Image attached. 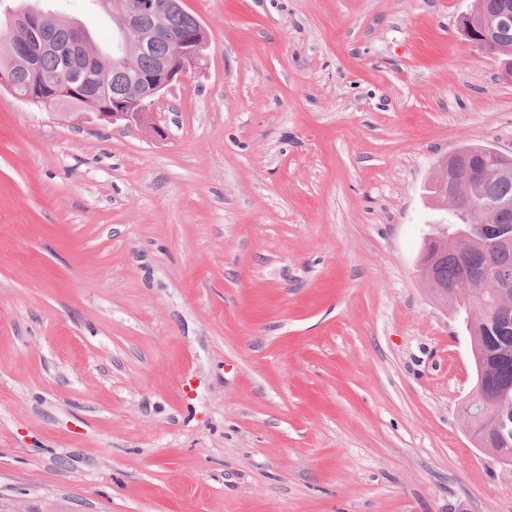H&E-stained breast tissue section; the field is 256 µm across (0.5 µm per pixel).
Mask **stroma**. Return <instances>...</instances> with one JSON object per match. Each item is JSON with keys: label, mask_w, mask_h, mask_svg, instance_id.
I'll list each match as a JSON object with an SVG mask.
<instances>
[{"label": "stroma", "mask_w": 512, "mask_h": 512, "mask_svg": "<svg viewBox=\"0 0 512 512\" xmlns=\"http://www.w3.org/2000/svg\"><path fill=\"white\" fill-rule=\"evenodd\" d=\"M473 5L185 0L161 137L0 91V512H512L415 274L437 159L512 151Z\"/></svg>", "instance_id": "1"}]
</instances>
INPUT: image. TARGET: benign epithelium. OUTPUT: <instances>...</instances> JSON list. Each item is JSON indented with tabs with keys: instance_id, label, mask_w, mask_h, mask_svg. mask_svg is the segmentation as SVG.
<instances>
[{
	"instance_id": "obj_1",
	"label": "benign epithelium",
	"mask_w": 512,
	"mask_h": 512,
	"mask_svg": "<svg viewBox=\"0 0 512 512\" xmlns=\"http://www.w3.org/2000/svg\"><path fill=\"white\" fill-rule=\"evenodd\" d=\"M183 5L184 0H115L112 9V33L115 34L112 39V65L116 66L124 60L129 49L144 50L155 40L174 41L175 51L171 56L160 60L155 69L140 77L135 85L100 98L94 111L76 115L74 123L123 124L128 127H146L155 133L161 131L155 122L156 104L173 82L185 78L196 69L211 41L208 29L201 23L198 28L202 35L191 39L173 34L162 24L163 15L183 9ZM53 21V15L33 10L16 17L19 25L34 26L46 32L53 27ZM511 25L512 0H500L492 20L487 21L483 16L471 12L462 17L460 29L477 51L487 55L500 31ZM38 50L56 51L57 43L48 37L42 40L37 50L26 41L20 44L19 54L30 61L28 69L31 71L20 99L27 103L48 106L65 99L85 98L93 79L90 67L93 57L89 56L83 63L63 68L50 79H43L35 74L36 67L32 64ZM487 153L497 160V166L481 175L478 182L481 185L484 210L496 214L512 208V200L498 193L500 183L512 179V153L506 154L495 148L487 149ZM465 169L466 161L457 151L441 159L440 188L445 195H457L459 175ZM437 264L436 257L420 258L416 265V276L431 283L434 298L446 308L451 297L457 295V291L448 289L447 283L437 279ZM488 274L497 284L512 283V269L496 263L492 253L488 255ZM489 411L492 412L496 433L503 438L512 435V395L503 393L489 401L481 395L473 394L465 401L461 416L468 436L476 445L480 444V437L471 430L472 421Z\"/></svg>"
}]
</instances>
